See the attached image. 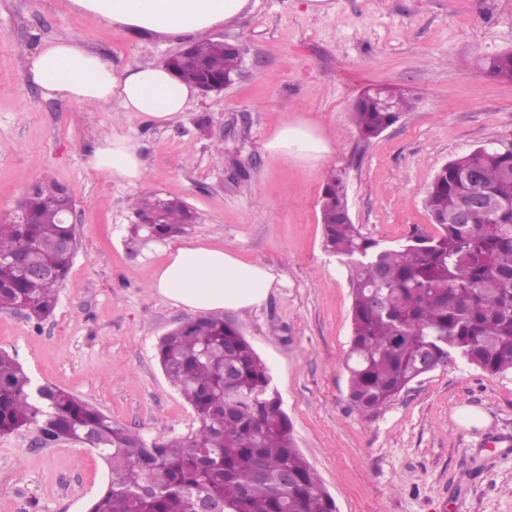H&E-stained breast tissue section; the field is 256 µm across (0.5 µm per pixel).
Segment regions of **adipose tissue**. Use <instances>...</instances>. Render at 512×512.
Wrapping results in <instances>:
<instances>
[{
	"label": "adipose tissue",
	"instance_id": "1",
	"mask_svg": "<svg viewBox=\"0 0 512 512\" xmlns=\"http://www.w3.org/2000/svg\"><path fill=\"white\" fill-rule=\"evenodd\" d=\"M85 14L155 38L202 35L239 18L250 0H72ZM33 84L47 96L84 104L117 102L119 111L160 125L171 123L197 95L195 85L166 65L139 63L117 73L75 39L45 42L26 57ZM97 170L141 183L144 166L127 137L100 140L91 159ZM279 279L270 266L240 260L220 245H176L154 273L155 292L194 312L260 306Z\"/></svg>",
	"mask_w": 512,
	"mask_h": 512
}]
</instances>
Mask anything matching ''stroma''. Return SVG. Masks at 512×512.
Wrapping results in <instances>:
<instances>
[{
    "mask_svg": "<svg viewBox=\"0 0 512 512\" xmlns=\"http://www.w3.org/2000/svg\"><path fill=\"white\" fill-rule=\"evenodd\" d=\"M212 38L241 46L243 66L221 93L197 96L159 126L47 97L25 55L76 38L115 71L166 60L182 37L144 41L77 11L71 0H0V221L47 179L75 192L80 246L54 313L35 323L0 312V348L34 383H49L148 436L197 426L157 356L161 336L189 318L151 287L165 239L137 241L130 200H183L196 216L186 238L220 243L282 276L268 299L228 311L267 364L296 444L337 512H512V375L455 361L419 377L380 414L351 411L344 358L352 294L345 265L322 248L320 199L330 177L347 188L362 233L390 246L435 233L426 189L446 162L482 145L512 147V82L488 77L480 57L512 52V0H250ZM387 86L412 106L379 137L352 121L362 91ZM329 146L284 157L267 143L284 123ZM145 167L138 186L90 159L112 130ZM464 407L483 425L465 427ZM108 468L70 442L43 446L32 430L0 436V512H87Z\"/></svg>",
    "mask_w": 512,
    "mask_h": 512,
    "instance_id": "obj_1",
    "label": "stroma"
}]
</instances>
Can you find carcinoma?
Segmentation results:
<instances>
[{
	"mask_svg": "<svg viewBox=\"0 0 512 512\" xmlns=\"http://www.w3.org/2000/svg\"><path fill=\"white\" fill-rule=\"evenodd\" d=\"M241 52L207 39L169 58L167 67L200 85L236 75ZM487 76L512 81V53L484 60ZM411 106L386 87L354 103L370 140ZM73 192L37 184L19 204L26 224L0 223V311L29 320L56 308L77 241L64 220ZM437 234H413L384 247L352 223L343 181L322 191V246L349 271L351 345L345 358L349 401L362 416L380 413L415 379L446 358L491 375L512 373V151L478 147L441 167L425 194ZM193 215L164 198L155 238L186 232ZM161 368L194 411L197 428L148 438L95 405L50 384L35 385L0 350V434L34 428L44 443H82L111 470L87 512H336L332 496L297 448L269 370L251 343L220 316L187 318L158 344Z\"/></svg>",
	"mask_w": 512,
	"mask_h": 512,
	"instance_id": "obj_1",
	"label": "carcinoma"
}]
</instances>
